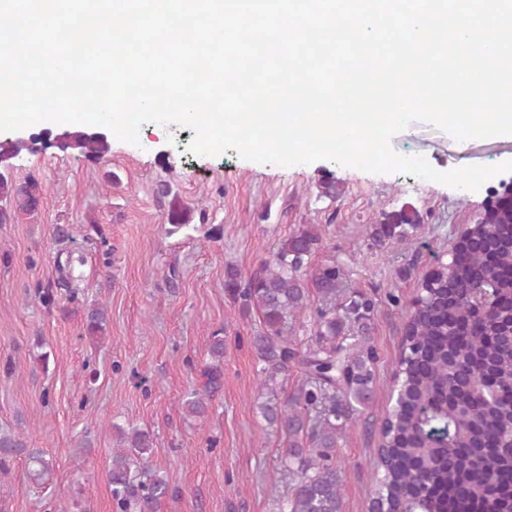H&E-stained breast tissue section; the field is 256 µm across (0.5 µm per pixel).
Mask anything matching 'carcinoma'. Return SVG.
Instances as JSON below:
<instances>
[{
    "instance_id": "cac0c4a2",
    "label": "carcinoma",
    "mask_w": 512,
    "mask_h": 512,
    "mask_svg": "<svg viewBox=\"0 0 512 512\" xmlns=\"http://www.w3.org/2000/svg\"><path fill=\"white\" fill-rule=\"evenodd\" d=\"M63 149L97 160L109 153L106 136L80 127L65 132ZM50 145L46 133L0 141V162L22 151ZM43 190L33 177L15 185L0 175V224L16 213L33 214ZM191 209L173 198L167 233L189 227ZM416 220L400 211L369 225L376 243L401 241ZM321 235L307 226L282 240L272 258L242 274L229 266L224 289L243 313L256 311L259 325L251 344L266 423L288 435L281 465L291 478L286 512H342L344 479L333 455L348 423L369 406L374 393L375 349L354 332L366 328L376 302L341 288L343 270L331 261L316 269L312 256ZM345 311L336 317V307ZM317 330L301 349L298 330L307 312ZM106 311L92 308L86 329L104 331ZM341 342H336L337 336ZM212 364L202 390L183 401L202 417L206 400L221 386L224 329L213 333ZM293 367L304 382L286 399L277 378ZM490 374V388L475 390L474 373ZM392 390L398 394L379 423L372 494L387 512H512V202L485 206L480 219L457 237L448 265L435 279H422L405 315L404 334ZM112 451L108 484L115 512H157L172 476L148 464L151 435L134 429L121 434ZM27 458L34 480L48 462L28 447L25 433L0 430V476L11 462Z\"/></svg>"
}]
</instances>
